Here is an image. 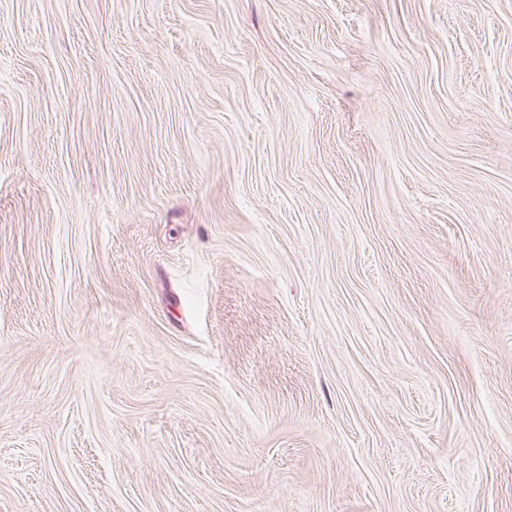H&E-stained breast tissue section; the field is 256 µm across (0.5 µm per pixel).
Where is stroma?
Wrapping results in <instances>:
<instances>
[{"mask_svg": "<svg viewBox=\"0 0 512 512\" xmlns=\"http://www.w3.org/2000/svg\"><path fill=\"white\" fill-rule=\"evenodd\" d=\"M0 512H512V0H0Z\"/></svg>", "mask_w": 512, "mask_h": 512, "instance_id": "obj_1", "label": "stroma"}]
</instances>
